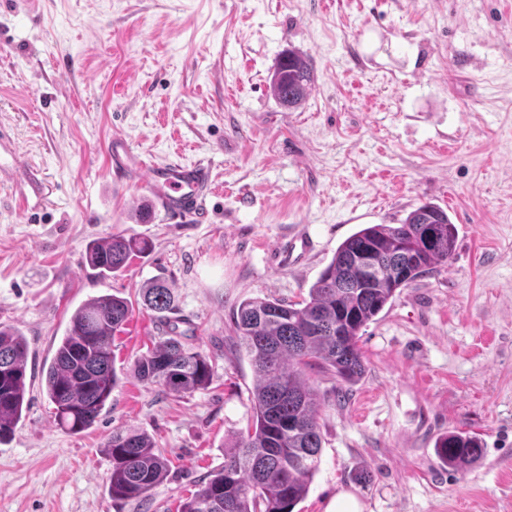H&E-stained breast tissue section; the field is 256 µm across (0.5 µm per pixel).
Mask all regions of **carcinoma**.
I'll return each instance as SVG.
<instances>
[{"instance_id": "1", "label": "carcinoma", "mask_w": 512, "mask_h": 512, "mask_svg": "<svg viewBox=\"0 0 512 512\" xmlns=\"http://www.w3.org/2000/svg\"><path fill=\"white\" fill-rule=\"evenodd\" d=\"M315 82L311 64L283 54L270 89L284 106H299ZM456 248V227L441 207L424 203L400 224L361 228L336 249L329 264L298 301L251 299L236 312L238 350L250 360L255 381L252 424L224 452V466L212 472L179 512H294L320 464V400L309 383L312 366L353 385L365 373L358 345L361 329L374 320L397 290L448 263ZM149 249V241L115 234L86 245V263L97 276L113 275ZM379 269L366 276L363 255ZM146 309L161 316L174 310L171 289L152 280L143 289ZM127 299L109 295L80 305L45 372L46 393L55 405L56 425L70 434L90 428L109 401L119 377L112 352L115 333L128 321ZM28 344L17 330L0 325V440L22 417L27 391ZM130 374L175 394L204 390L212 379L209 358L168 337L138 358ZM479 439L462 432L440 438V463L459 470L481 457ZM105 452L111 464L112 498L138 500L162 481L168 460L146 433L129 428L112 433Z\"/></svg>"}]
</instances>
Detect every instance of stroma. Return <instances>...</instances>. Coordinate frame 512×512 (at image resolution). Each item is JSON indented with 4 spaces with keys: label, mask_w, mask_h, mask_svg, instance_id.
<instances>
[{
    "label": "stroma",
    "mask_w": 512,
    "mask_h": 512,
    "mask_svg": "<svg viewBox=\"0 0 512 512\" xmlns=\"http://www.w3.org/2000/svg\"><path fill=\"white\" fill-rule=\"evenodd\" d=\"M290 50L315 74L295 109L269 90ZM0 129V324L28 342L0 512H178L251 420L238 305L306 298L346 238L426 202L455 224V254L362 329L359 382L307 370L323 443L295 512L339 492L363 512H512V0H0ZM116 135L148 161L208 166L206 218L164 214L142 170L114 174ZM30 169L42 197L23 196ZM116 233L151 248L94 276L87 243ZM300 235L312 250L284 258ZM156 277L211 360L207 389L126 373L165 332L140 305ZM110 294L132 306L112 347L123 376L111 409L67 434L43 370L76 308ZM126 428L169 460L141 501L109 491L104 445ZM453 431L484 447L462 472L435 454Z\"/></svg>",
    "instance_id": "stroma-1"
}]
</instances>
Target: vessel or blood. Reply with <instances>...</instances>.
<instances>
[{"instance_id": "b4317fda", "label": "vessel or blood", "mask_w": 512, "mask_h": 512, "mask_svg": "<svg viewBox=\"0 0 512 512\" xmlns=\"http://www.w3.org/2000/svg\"><path fill=\"white\" fill-rule=\"evenodd\" d=\"M145 169L147 188L165 213L204 218L211 183L208 167L196 163H149Z\"/></svg>"}]
</instances>
